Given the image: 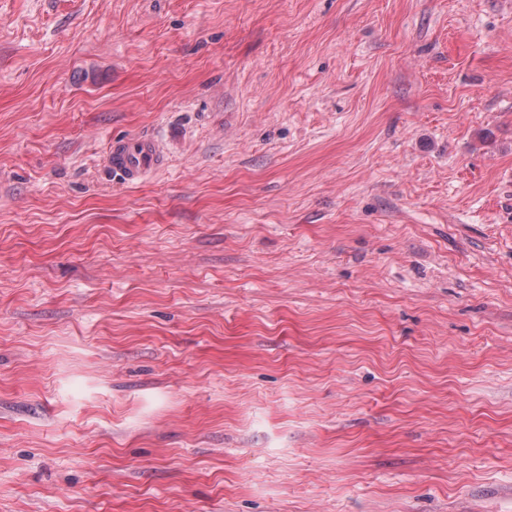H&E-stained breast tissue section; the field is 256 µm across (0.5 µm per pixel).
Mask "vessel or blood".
<instances>
[{
    "label": "vessel or blood",
    "mask_w": 512,
    "mask_h": 512,
    "mask_svg": "<svg viewBox=\"0 0 512 512\" xmlns=\"http://www.w3.org/2000/svg\"><path fill=\"white\" fill-rule=\"evenodd\" d=\"M168 157L155 138L113 140L107 165L123 183L137 185L162 170Z\"/></svg>",
    "instance_id": "1"
}]
</instances>
